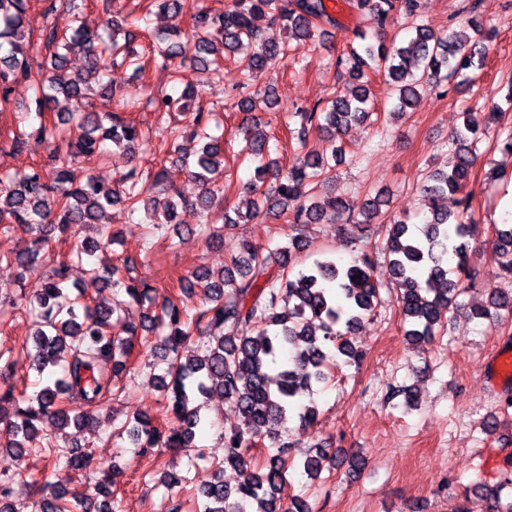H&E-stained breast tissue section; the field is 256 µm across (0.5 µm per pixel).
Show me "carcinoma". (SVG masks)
<instances>
[{
  "mask_svg": "<svg viewBox=\"0 0 512 512\" xmlns=\"http://www.w3.org/2000/svg\"><path fill=\"white\" fill-rule=\"evenodd\" d=\"M120 0H111L112 11L104 25L90 30L83 21V4L78 0H50L40 14L39 37H31L32 0H0V109L10 105L11 87L25 82L32 91L39 123L29 122V113H21L28 127L17 129L10 147L20 150L26 139L35 136L54 147L55 166L47 173L36 166L20 178L0 176V230L16 228L28 233L30 246L19 253L0 254V266L15 271L18 279L41 272L43 288L29 303L33 318L32 346L29 352L38 376L50 371L46 382L34 383L32 393L16 392L6 378L0 380V422L13 429L8 445L17 458H23L27 442L35 436L45 441L54 457L52 476L34 502V512H116L109 500L110 487L119 473L104 476L93 491L73 492L66 475L88 469L91 456L81 451L77 434L84 419L72 414L71 404L82 401L100 406L115 395L112 378L130 371V358L136 346L148 345L146 336L159 339L155 385L170 404L172 420L159 428L143 415L126 419L118 428L127 433L153 466L162 465L164 448H179L197 460L205 459L195 443L197 433L206 426L201 414V397L219 392L237 407L241 423L224 432V458L212 461L218 477L197 489L202 497V512H309L305 500L295 498L282 508L279 494L287 481L291 464L285 457L282 430L291 422L313 425L318 410L305 402L313 386L326 383L337 360L357 361L361 351L352 335L355 329L382 306L380 285L373 275L374 260L359 254L350 263L316 260L297 270L294 258L303 250L300 235L292 236L285 247L263 252L248 241L230 265L218 273L208 269L179 278V300H167L160 310L146 314L134 324L126 319L129 306L143 307L153 302L152 288L135 284L119 274V266L100 267L94 262L96 251L111 245L117 235L100 225L108 207L121 203L135 215L142 210L148 217L151 233L163 235L175 223L177 210L191 205L209 212L224 202V136L214 134L223 119L206 110L198 100L192 81L173 66L175 60H189L190 68L222 72L228 63L247 76L238 85L261 76L270 64L296 58L310 47L320 46L338 22L327 10L325 0H232L231 6L218 11L207 0H149L161 12L186 11L191 33L156 32L151 46L142 53L137 43L143 30L136 20L117 8ZM350 9L368 11L377 21L378 33L355 34L357 43L349 46L346 57L335 66L347 65L348 78L357 85L338 91L324 107L298 108L292 112L294 136L304 156L284 166L270 157V136L261 123L245 122L240 127L241 152L255 163L254 179L247 190L260 198L252 209L237 218H224L225 226L257 217L261 210L288 215V223L353 224L370 223L383 203V193L367 200L363 219L354 220L345 197L321 191L333 181L341 147L334 146L342 131L353 122L371 119L369 72H383L384 84L392 99L391 115L402 117L418 98L429 80L441 76L471 80L470 71L482 66L485 42L494 29H487L474 0L463 22L478 36L468 44L467 36L450 29L437 32L424 24H413L409 37L397 40L387 36V28L401 15H419L420 0H347ZM64 8L72 15L70 33H59L49 18ZM263 18L266 25L256 24ZM84 57V69L64 79L70 55ZM45 55L38 72L32 60ZM121 61L143 77L154 63L171 68L173 82L183 86L180 94L146 95L136 103L124 99L122 105H142L153 114L147 126L128 120L110 109H99L88 101L91 91L112 104L116 91L103 81L107 63ZM191 113L193 138L200 148L192 154L181 152L179 130L171 124L177 114ZM500 113L488 112L485 120L471 110L462 112L455 129L454 157L444 170L429 172L420 191L430 202L429 216L422 225L400 219L388 225L385 254L396 286L398 307L405 336L416 344H430L448 321V313L459 305L467 292L461 275L466 272L473 253L471 240L476 225L467 223L464 214L440 206L448 194L459 193L468 184L477 159V144ZM158 136V149L179 154V167L201 186L195 200L183 199L174 187L172 171L166 167L153 177L155 194L164 198L158 205L144 194L142 173L133 166L108 181L98 172L108 154L107 143L135 153ZM332 143L328 149L309 146L311 133ZM81 158L89 164L86 181L75 187L68 166ZM270 182L271 189L262 186ZM87 228H94L96 239L69 241ZM195 233L206 244L220 243L224 226L202 223ZM67 244L62 255H54L51 243ZM491 261L499 272L512 277V222L495 226ZM78 266L93 280L112 289V305L88 299L83 291L69 283V271ZM199 296L189 304L187 300ZM512 315V293L501 291L489 304L472 311L475 319L488 318L494 311ZM233 325L240 336H227L224 329ZM203 343L204 355L190 353L193 341ZM112 362V371L102 363ZM270 445L253 462L255 445L262 439ZM336 463L331 444L316 449L302 462L304 473L312 480ZM240 471L236 487L224 484L225 467ZM491 502V512H512V504L503 506V486H482Z\"/></svg>",
  "mask_w": 512,
  "mask_h": 512,
  "instance_id": "cac0c4a2",
  "label": "carcinoma"
}]
</instances>
